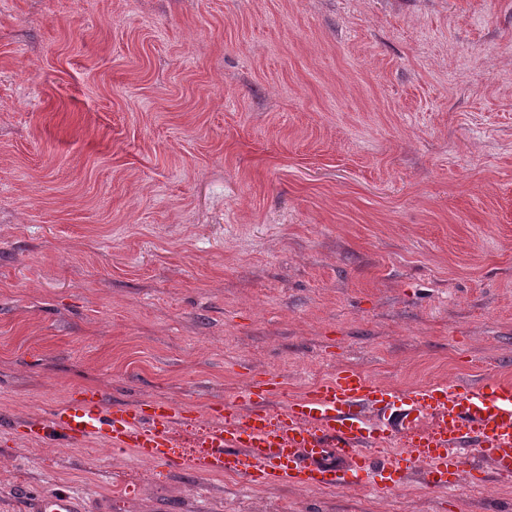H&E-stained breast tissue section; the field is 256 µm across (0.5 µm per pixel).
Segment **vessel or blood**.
I'll list each match as a JSON object with an SVG mask.
<instances>
[{"label": "vessel or blood", "instance_id": "1", "mask_svg": "<svg viewBox=\"0 0 512 512\" xmlns=\"http://www.w3.org/2000/svg\"><path fill=\"white\" fill-rule=\"evenodd\" d=\"M209 414L200 426L169 401L112 404L88 390L27 421L25 433L44 446L99 440L146 462L259 485L345 488L365 474L395 487L419 470L431 487L452 488L485 465L512 475L511 379L399 389L344 366L296 398H284L276 377L257 379ZM399 444L403 453L389 455ZM32 512L82 510L59 492L37 497Z\"/></svg>", "mask_w": 512, "mask_h": 512}]
</instances>
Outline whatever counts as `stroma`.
<instances>
[{
  "label": "stroma",
  "mask_w": 512,
  "mask_h": 512,
  "mask_svg": "<svg viewBox=\"0 0 512 512\" xmlns=\"http://www.w3.org/2000/svg\"><path fill=\"white\" fill-rule=\"evenodd\" d=\"M341 365L512 378V0H0V512H512L490 471L258 487L22 435ZM30 509L32 512H82L77 499L68 492L40 495Z\"/></svg>",
  "instance_id": "1"
}]
</instances>
